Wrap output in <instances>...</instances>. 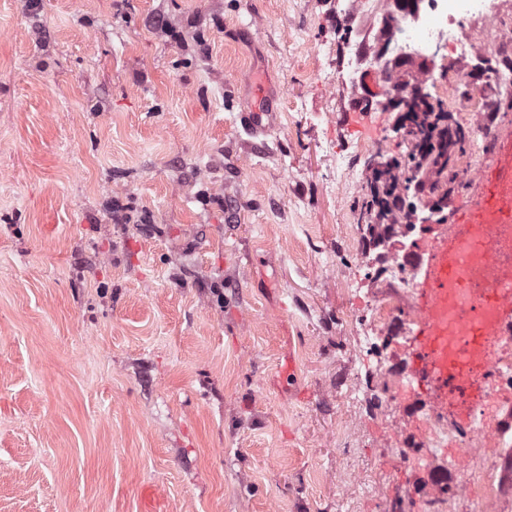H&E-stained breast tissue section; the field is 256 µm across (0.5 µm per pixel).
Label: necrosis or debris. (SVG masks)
<instances>
[{
	"label": "necrosis or debris",
	"mask_w": 512,
	"mask_h": 512,
	"mask_svg": "<svg viewBox=\"0 0 512 512\" xmlns=\"http://www.w3.org/2000/svg\"><path fill=\"white\" fill-rule=\"evenodd\" d=\"M491 0H433L428 14L401 16L395 24L399 52L427 49L442 43L447 31L441 19L455 24L484 16ZM416 227L390 224L382 242L367 253L366 262L385 275L388 290L371 299L375 321L386 335L410 340L414 329V305L419 288L418 266L412 253ZM485 401L491 413L476 425H461L438 408L423 404V447H448L462 457L452 474L434 479L431 492L419 503L420 512H447L456 497L470 500L474 512H494L498 504L512 499V474L504 475L502 459L512 453V344L501 349L486 381Z\"/></svg>",
	"instance_id": "4bbe7bcc"
}]
</instances>
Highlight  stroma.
Listing matches in <instances>:
<instances>
[{"label": "stroma", "instance_id": "35a3bbf8", "mask_svg": "<svg viewBox=\"0 0 512 512\" xmlns=\"http://www.w3.org/2000/svg\"><path fill=\"white\" fill-rule=\"evenodd\" d=\"M399 62L338 0H0V512H401L456 454L382 403L361 217L407 106L453 127L512 46V0ZM494 39H487L486 31ZM460 74L454 99L422 83ZM266 110L257 133L241 114ZM473 142L415 191L418 237Z\"/></svg>", "mask_w": 512, "mask_h": 512}]
</instances>
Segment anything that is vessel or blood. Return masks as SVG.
Returning a JSON list of instances; mask_svg holds the SVG:
<instances>
[{"label":"vessel or blood","instance_id":"b4317fda","mask_svg":"<svg viewBox=\"0 0 512 512\" xmlns=\"http://www.w3.org/2000/svg\"><path fill=\"white\" fill-rule=\"evenodd\" d=\"M493 139L472 194L436 227L416 305L414 378L470 425L493 345L512 334V124Z\"/></svg>","mask_w":512,"mask_h":512}]
</instances>
